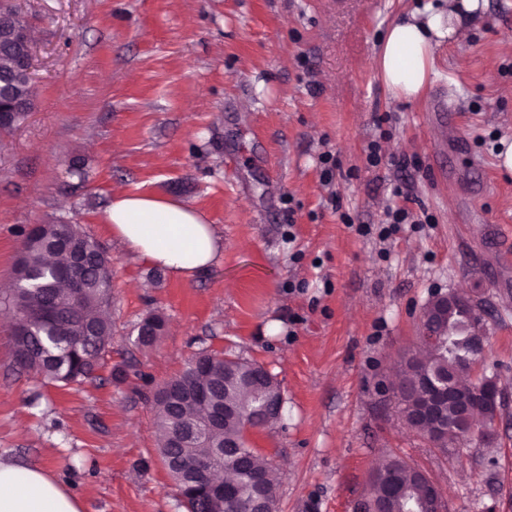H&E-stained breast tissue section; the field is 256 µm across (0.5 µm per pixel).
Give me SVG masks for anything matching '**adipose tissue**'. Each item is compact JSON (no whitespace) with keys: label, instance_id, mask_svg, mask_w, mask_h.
<instances>
[{"label":"adipose tissue","instance_id":"adipose-tissue-1","mask_svg":"<svg viewBox=\"0 0 512 512\" xmlns=\"http://www.w3.org/2000/svg\"><path fill=\"white\" fill-rule=\"evenodd\" d=\"M479 0L441 8L422 5L393 22L375 59L387 89L398 98H418L438 75L434 50L465 34ZM113 236L150 265L179 278L208 272L222 242L213 225L194 208L154 194L114 189L106 209ZM0 512H83L80 501L43 468L0 459Z\"/></svg>","mask_w":512,"mask_h":512}]
</instances>
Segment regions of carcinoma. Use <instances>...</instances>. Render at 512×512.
Masks as SVG:
<instances>
[{
    "label": "carcinoma",
    "instance_id": "cac0c4a2",
    "mask_svg": "<svg viewBox=\"0 0 512 512\" xmlns=\"http://www.w3.org/2000/svg\"><path fill=\"white\" fill-rule=\"evenodd\" d=\"M30 23L21 9L4 0L0 3V32L24 29ZM20 46L0 35V78L3 88L15 99L31 93L29 77L18 70ZM20 257L15 268V285L6 302L22 325L13 327L15 363L38 374L43 380L60 385L81 383L93 378L109 352L112 338L111 282L112 260L99 244L78 224H30L19 228ZM87 259L84 270L86 288L78 311L56 319L43 314L49 295L66 293L61 274L74 266L77 254ZM486 313L484 300L477 296L474 305L453 315L448 321L433 324L436 341L418 339L416 346L400 355V375L407 388L392 395L399 412L411 416V406L424 398L420 380L428 375L453 373L471 377L476 343L470 335L472 323ZM164 319L150 314L140 323L144 335L136 336L140 347L153 346L162 335ZM200 364L190 360L184 372L163 384L154 396L155 420L163 442L158 455L184 499L188 512H250L254 497L262 496L270 512H275L279 473L272 461L249 446L250 431L267 427L253 419L254 409L281 386L269 375L266 389L251 386L249 376L258 363L222 353L203 351L197 354ZM194 389L209 390L237 413L217 428L201 429L183 448L173 446L171 435L176 428L202 424L199 404L190 396ZM445 430L431 439L443 455L456 449L465 422L457 417L454 405L445 409ZM226 442L238 447L212 450ZM207 458L213 468L233 475L234 481L224 492V509L212 506L204 484L189 483L188 476L198 460ZM426 509L418 469L400 457H389L372 473L367 500L361 512H422Z\"/></svg>",
    "mask_w": 512,
    "mask_h": 512
}]
</instances>
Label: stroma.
I'll list each match as a JSON object with an SVG mask.
<instances>
[{
	"mask_svg": "<svg viewBox=\"0 0 512 512\" xmlns=\"http://www.w3.org/2000/svg\"><path fill=\"white\" fill-rule=\"evenodd\" d=\"M36 41L35 108L0 132V283L19 226L77 224L112 259V351L59 387L13 362L0 305V456L45 468L84 512H187L157 453L153 394L202 351L266 365L284 416L250 433L273 461L277 512H355L396 455L444 490L449 512H512V0H486L441 72L395 98L373 60L424 0H15ZM380 141V166L366 160ZM339 167L322 181L321 153ZM80 162L87 179L72 175ZM170 196L224 248L184 280L113 238L114 185ZM407 200L393 197L394 185ZM431 218L358 235L386 206ZM480 292V373L504 388L495 444L441 455L386 391L435 293ZM162 315L152 347L141 320Z\"/></svg>",
	"mask_w": 512,
	"mask_h": 512,
	"instance_id": "obj_1",
	"label": "stroma"
}]
</instances>
